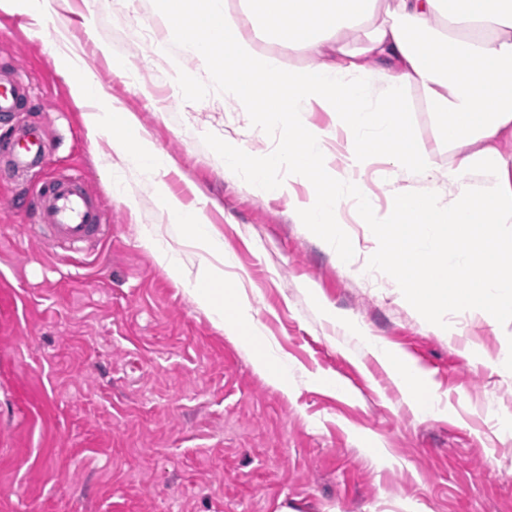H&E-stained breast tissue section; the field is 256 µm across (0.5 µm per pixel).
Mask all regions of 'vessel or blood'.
I'll list each match as a JSON object with an SVG mask.
<instances>
[{
    "instance_id": "obj_1",
    "label": "vessel or blood",
    "mask_w": 512,
    "mask_h": 512,
    "mask_svg": "<svg viewBox=\"0 0 512 512\" xmlns=\"http://www.w3.org/2000/svg\"><path fill=\"white\" fill-rule=\"evenodd\" d=\"M27 90L20 76L0 77V113L19 111ZM41 145L37 130L16 132L7 144L9 160L7 166L0 168V181L41 167ZM35 201L32 225L48 233L51 242L91 245L100 243L107 235L106 215L88 194L82 176L45 179Z\"/></svg>"
}]
</instances>
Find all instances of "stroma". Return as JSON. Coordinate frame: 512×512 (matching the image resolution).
Masks as SVG:
<instances>
[{
  "label": "stroma",
  "mask_w": 512,
  "mask_h": 512,
  "mask_svg": "<svg viewBox=\"0 0 512 512\" xmlns=\"http://www.w3.org/2000/svg\"><path fill=\"white\" fill-rule=\"evenodd\" d=\"M35 21L0 0V64L31 87L0 131L41 127L47 172L83 174L109 233L80 252L28 226L34 177L0 183V512H512V376L494 361L512 322L470 308L431 330L386 274L352 199L348 263L298 223L288 196H260L225 171L222 148L255 158L275 129L227 102L169 37L159 0H54ZM153 33L139 41V30ZM81 57L140 133L169 159L125 168L96 102L77 94ZM149 73L128 83L113 59ZM191 79L197 96H177ZM200 211L234 264L224 309L246 303L257 336L216 326L161 267L143 225L189 272L211 263L171 223L163 197ZM372 337L428 375L435 415L416 414ZM288 366L280 390L257 356Z\"/></svg>",
  "instance_id": "stroma-1"
}]
</instances>
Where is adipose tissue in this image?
Segmentation results:
<instances>
[{"label": "adipose tissue", "mask_w": 512, "mask_h": 512, "mask_svg": "<svg viewBox=\"0 0 512 512\" xmlns=\"http://www.w3.org/2000/svg\"><path fill=\"white\" fill-rule=\"evenodd\" d=\"M173 37L197 56L224 91L225 101L258 113L278 130L283 148L264 162L236 145L224 147L227 169L244 175L260 195L289 192L268 169H287L312 188L292 199V211L328 239L338 259L353 244L336 220L339 198L367 202L361 176L377 153L390 167V208L365 221L382 248L387 273L409 290L436 332L448 304L481 308L487 324L512 315V154L499 149L512 137V0H162ZM300 48L314 65L286 62L283 47ZM419 91L453 161L439 167L410 132L409 94ZM320 109L346 133L344 171H336L328 144L335 128L307 122ZM108 126L113 143L133 167L157 172L167 160L135 135L131 113L108 108L87 115ZM455 202L442 204L444 188ZM197 247L223 257L224 243L196 211L166 202ZM184 285L217 324L240 330L243 315L224 310V270L207 265ZM407 392L416 412L432 413L420 394L429 382L385 347L375 349Z\"/></svg>", "instance_id": "obj_1"}]
</instances>
